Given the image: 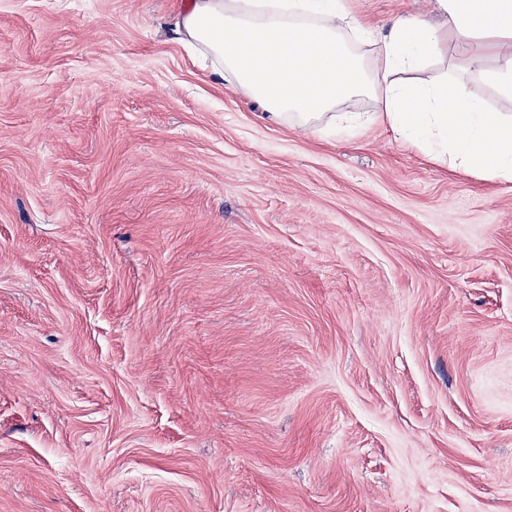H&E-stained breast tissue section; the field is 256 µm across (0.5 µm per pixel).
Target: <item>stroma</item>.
I'll return each instance as SVG.
<instances>
[{
	"instance_id": "obj_1",
	"label": "stroma",
	"mask_w": 512,
	"mask_h": 512,
	"mask_svg": "<svg viewBox=\"0 0 512 512\" xmlns=\"http://www.w3.org/2000/svg\"><path fill=\"white\" fill-rule=\"evenodd\" d=\"M184 5L0 0V512H512V182L261 120Z\"/></svg>"
}]
</instances>
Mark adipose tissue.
Masks as SVG:
<instances>
[{"instance_id": "obj_1", "label": "adipose tissue", "mask_w": 512, "mask_h": 512, "mask_svg": "<svg viewBox=\"0 0 512 512\" xmlns=\"http://www.w3.org/2000/svg\"><path fill=\"white\" fill-rule=\"evenodd\" d=\"M444 27L399 18L378 37L343 0H188L179 41L216 78L257 102L262 120L294 129L376 119L403 142L451 167L512 181V114L488 111L465 79L417 82L425 61L487 78L512 99V0H435ZM355 97L373 113L342 112Z\"/></svg>"}]
</instances>
